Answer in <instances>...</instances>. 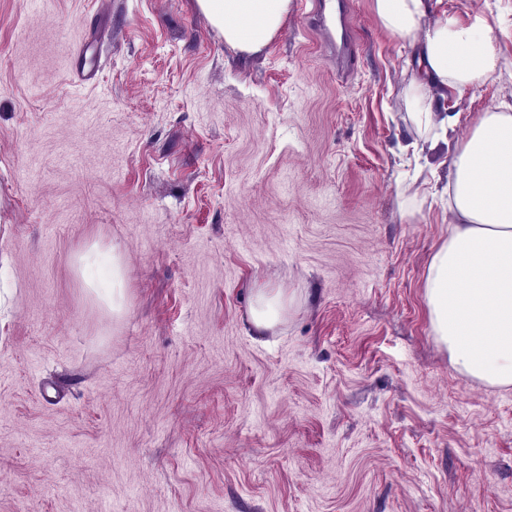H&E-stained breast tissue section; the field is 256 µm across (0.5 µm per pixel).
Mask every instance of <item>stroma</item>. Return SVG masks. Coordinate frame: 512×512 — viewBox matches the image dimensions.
<instances>
[{
	"label": "stroma",
	"mask_w": 512,
	"mask_h": 512,
	"mask_svg": "<svg viewBox=\"0 0 512 512\" xmlns=\"http://www.w3.org/2000/svg\"><path fill=\"white\" fill-rule=\"evenodd\" d=\"M469 132L512 105V0ZM257 53L196 0H0V512H512V386L456 369L424 297L455 222L416 168L419 65L349 0ZM118 245L113 322L73 265ZM288 293L253 335L255 289ZM305 5L309 3L311 5V9L309 14L313 17L315 21V32L318 38L320 45L325 44L329 45L325 40V34L330 32L329 24L331 20L327 17V4L326 0H305Z\"/></svg>",
	"instance_id": "1"
}]
</instances>
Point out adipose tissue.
Masks as SVG:
<instances>
[{
	"mask_svg": "<svg viewBox=\"0 0 512 512\" xmlns=\"http://www.w3.org/2000/svg\"><path fill=\"white\" fill-rule=\"evenodd\" d=\"M200 11L233 49L256 53L281 30L289 0H197ZM429 0H374L380 24L416 49L420 73L411 83L415 119L430 142L456 141L449 161L448 196L456 222L429 262L425 296L433 332L453 364L490 385H512V112H484L465 138L459 115L433 103L446 91H476L498 65L486 20L460 25L454 17L429 20ZM97 266L90 288H105L113 317L124 312L123 269L112 248L92 245L75 261ZM288 312V295L260 288L249 311L256 334L275 329Z\"/></svg>",
	"mask_w": 512,
	"mask_h": 512,
	"instance_id": "adipose-tissue-1",
	"label": "adipose tissue"
}]
</instances>
